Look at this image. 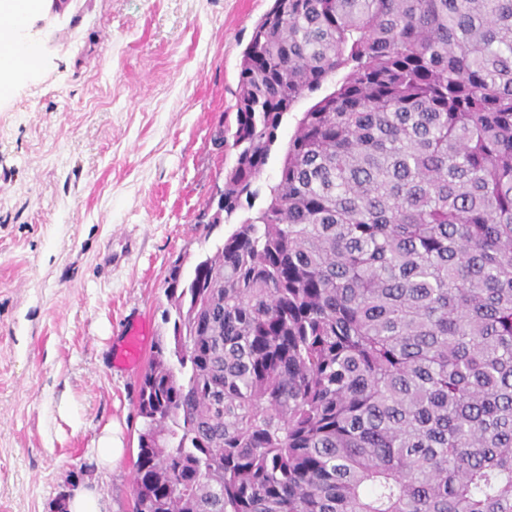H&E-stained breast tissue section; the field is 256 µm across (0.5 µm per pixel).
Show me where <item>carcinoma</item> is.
I'll list each match as a JSON object with an SVG mask.
<instances>
[{"instance_id":"1","label":"carcinoma","mask_w":512,"mask_h":512,"mask_svg":"<svg viewBox=\"0 0 512 512\" xmlns=\"http://www.w3.org/2000/svg\"><path fill=\"white\" fill-rule=\"evenodd\" d=\"M216 141L133 512H512V0H274ZM325 94H326V91H323V92L315 94L314 96L305 97V98L301 99L297 103V105L295 106L293 111H291L292 113L288 115V121L285 122L281 126V128L278 132V140H277V144H276L275 154L272 157L269 165L267 166V168L263 174L262 182H261L262 185L265 186V184L273 182L275 175H276L277 167H278V161L276 158L278 156H280L282 154V152L284 151V149L286 148L288 140L290 139V137L292 136V134L294 132L295 125H296V118H297V116L300 115L299 113L306 110L317 99H319L320 97H322Z\"/></svg>"}]
</instances>
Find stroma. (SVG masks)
I'll use <instances>...</instances> for the list:
<instances>
[{"mask_svg": "<svg viewBox=\"0 0 512 512\" xmlns=\"http://www.w3.org/2000/svg\"><path fill=\"white\" fill-rule=\"evenodd\" d=\"M272 0H45L36 70L0 97V512H56L96 483L132 512L144 365L166 338L165 281L206 250L199 222L233 157L239 65ZM125 456L97 470L102 428ZM138 333L134 330L128 332L122 345L113 353L114 364L122 366L135 365L139 360L140 344Z\"/></svg>", "mask_w": 512, "mask_h": 512, "instance_id": "obj_1", "label": "stroma"}]
</instances>
